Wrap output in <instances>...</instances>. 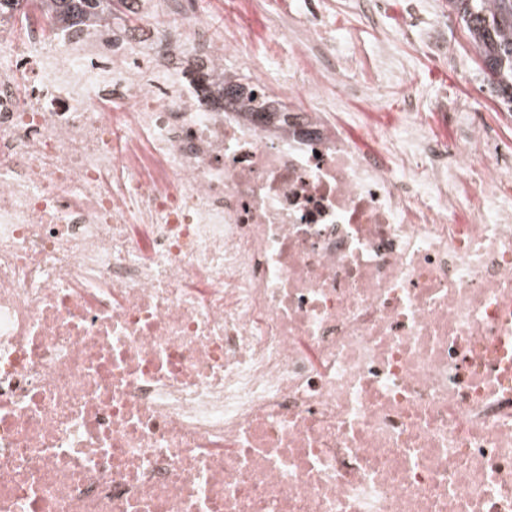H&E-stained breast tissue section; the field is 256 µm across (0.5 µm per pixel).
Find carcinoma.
<instances>
[{
  "label": "carcinoma",
  "instance_id": "1",
  "mask_svg": "<svg viewBox=\"0 0 512 512\" xmlns=\"http://www.w3.org/2000/svg\"><path fill=\"white\" fill-rule=\"evenodd\" d=\"M128 0H0V18L30 8L46 21L49 33L60 24L112 32L128 20ZM476 50L484 77L497 97L512 104V0H448Z\"/></svg>",
  "mask_w": 512,
  "mask_h": 512
}]
</instances>
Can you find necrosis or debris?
I'll use <instances>...</instances> for the list:
<instances>
[{
    "label": "necrosis or debris",
    "instance_id": "necrosis-or-debris-1",
    "mask_svg": "<svg viewBox=\"0 0 512 512\" xmlns=\"http://www.w3.org/2000/svg\"><path fill=\"white\" fill-rule=\"evenodd\" d=\"M164 2L89 50L0 35V512H512L496 126L409 112L361 153L321 0L330 66L276 83Z\"/></svg>",
    "mask_w": 512,
    "mask_h": 512
}]
</instances>
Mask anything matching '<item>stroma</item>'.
Wrapping results in <instances>:
<instances>
[{"label": "stroma", "instance_id": "35a3bbf8", "mask_svg": "<svg viewBox=\"0 0 512 512\" xmlns=\"http://www.w3.org/2000/svg\"><path fill=\"white\" fill-rule=\"evenodd\" d=\"M204 12L216 28H223L224 9H236L241 23L249 30L254 60L266 65L275 76L288 74V60L293 44H273L267 39L269 30L293 25L304 0H200ZM359 0H326V8L339 31L352 33L353 49L362 61H369L382 39H389L394 54L411 65V88L391 83L375 92L356 91L343 97L335 109L344 122L348 138L362 152H374L378 144L367 138L363 130L371 127L390 130L398 126L406 110L407 95H414L420 121L437 138L454 139L458 130L448 116L442 95L460 100L470 108L487 114L499 125L504 138L512 142V112L498 102L479 68L475 54L458 18L450 14L448 0H420L426 17L444 15L448 29L444 36L454 44L448 57L438 55L424 36L407 39L403 31L408 24L411 0H385L376 17H367L358 6Z\"/></svg>", "mask_w": 512, "mask_h": 512}]
</instances>
